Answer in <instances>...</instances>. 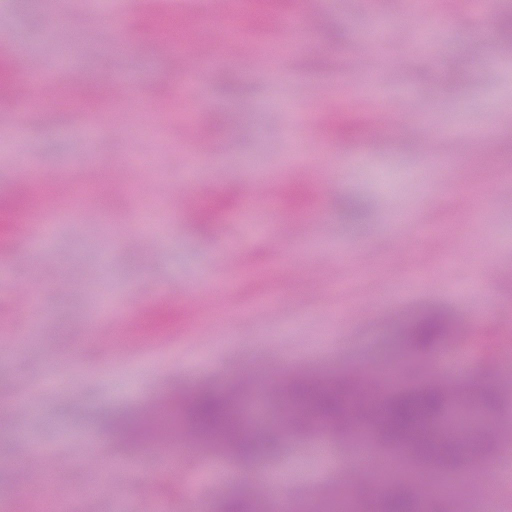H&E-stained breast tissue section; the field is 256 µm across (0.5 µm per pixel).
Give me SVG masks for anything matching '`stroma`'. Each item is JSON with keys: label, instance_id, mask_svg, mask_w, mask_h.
Segmentation results:
<instances>
[{"label": "stroma", "instance_id": "35a3bbf8", "mask_svg": "<svg viewBox=\"0 0 512 512\" xmlns=\"http://www.w3.org/2000/svg\"><path fill=\"white\" fill-rule=\"evenodd\" d=\"M133 0H35L25 12L0 0V38L11 52L35 48L54 71L52 85L82 82L95 70L135 82L127 98L109 95L99 114L85 107L46 112L37 103L0 100V132L23 133L0 152V195L11 174L52 170L68 183L98 178L82 160L79 136L126 191L81 203V225L67 223L72 201L42 209L47 244L0 253V512H44L51 494L69 493L68 512H203L228 492L255 498L261 512H320L351 483L374 485L366 462L356 480L340 470L360 449L394 459L415 488L457 483L456 474H424L407 451L389 450L367 428L329 443L332 459L315 468V437L281 432L279 451L256 464L206 452L178 416L168 432L136 449L122 427L171 395L241 380L243 406L259 400L263 425L285 407L275 393L288 373L352 372L396 393L441 373L475 384L512 377V50H485L478 0H425L427 43L415 50L421 20L404 0H309L325 19L313 45L283 60L277 74L234 44L205 37L214 76L197 106H183L187 62L148 46ZM392 19L378 47L363 36L377 16ZM127 50L113 54V38ZM66 65H58L59 56ZM467 63L472 79L452 86L443 74ZM232 73L235 90L224 88ZM370 74L392 115L384 138L342 144L315 121L331 108L378 112L353 76ZM497 145L489 168L473 151ZM313 153L330 181L320 194L325 220L291 217L276 203L234 206L209 232L190 226L185 195L225 185L246 193V161L280 177L305 172ZM470 155L449 169V156ZM364 201L363 223L345 219L340 202ZM201 277L211 309L182 314L184 280ZM169 291L166 332L107 342V306L124 312ZM445 308L462 326L454 341L421 355L406 330L425 308ZM467 478L466 497L445 512H512V438Z\"/></svg>", "mask_w": 512, "mask_h": 512}]
</instances>
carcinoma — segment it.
<instances>
[{
	"label": "carcinoma",
	"instance_id": "1",
	"mask_svg": "<svg viewBox=\"0 0 512 512\" xmlns=\"http://www.w3.org/2000/svg\"><path fill=\"white\" fill-rule=\"evenodd\" d=\"M296 0H255L251 14L253 28L265 29V22L273 14H288L294 9ZM170 20L159 15L151 4L146 5L139 18L142 33L151 36L155 29H166ZM14 84V66L10 52L0 50V99L9 96ZM59 95L67 99H80L86 103L102 100L97 87H64ZM320 128L323 133L341 141L354 140L363 130L359 118L348 112L327 111L323 113ZM69 184L56 183L52 187L34 190L23 188L11 197L0 198V248L11 243L14 237L15 215L54 197L67 198ZM317 193L304 178L294 177L281 183L277 196L280 208L288 214H301L314 207ZM234 202L233 190L226 188L206 197L189 211L191 223L199 226L219 224L224 211ZM456 333V321L452 314L430 309L421 314L408 330L411 345L418 351L433 349ZM361 389L358 379L352 375L320 378L301 373L287 377L282 383L285 399L300 407L289 427L298 432H309L317 428H329L336 432H348L362 423H370L380 438L394 447L408 448L415 456L421 470L431 473L455 467L466 457L485 456L493 451L494 442L488 436L482 438L476 448L446 436L429 431L428 422L448 407L455 399L477 398L484 407L494 412L498 408L502 393L512 392L501 386L475 388L466 384H430L420 389L394 397L382 398V408L370 418L355 414L349 404V395ZM240 388L214 391L199 390L186 402L176 406L186 428L202 437L222 442V452L240 459L270 455L274 452L272 442L262 433L246 434L241 426L228 415L239 396ZM456 488L437 484L428 485L424 493L415 494L413 487L402 484L383 488L381 512H412L413 502L422 507L432 499H443ZM210 512H257L256 504L245 495L230 493L211 504Z\"/></svg>",
	"mask_w": 512,
	"mask_h": 512
}]
</instances>
